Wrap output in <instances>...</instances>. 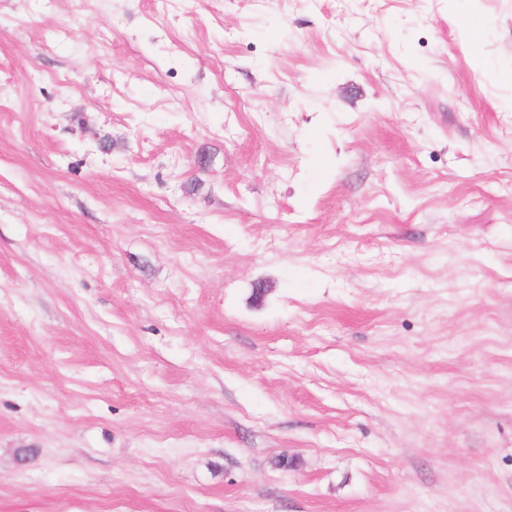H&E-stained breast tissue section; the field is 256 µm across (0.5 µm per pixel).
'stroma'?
<instances>
[{"label":"stroma","mask_w":512,"mask_h":512,"mask_svg":"<svg viewBox=\"0 0 512 512\" xmlns=\"http://www.w3.org/2000/svg\"><path fill=\"white\" fill-rule=\"evenodd\" d=\"M510 71L512 0H0V512H512Z\"/></svg>","instance_id":"35a3bbf8"}]
</instances>
